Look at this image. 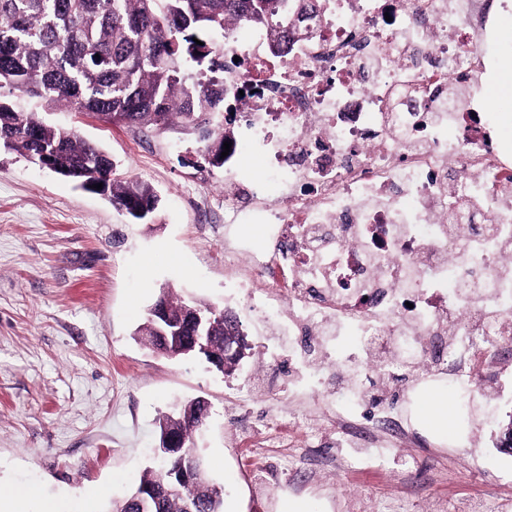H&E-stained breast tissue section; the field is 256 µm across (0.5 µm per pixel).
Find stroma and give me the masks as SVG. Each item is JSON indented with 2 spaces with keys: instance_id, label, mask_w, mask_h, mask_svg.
<instances>
[{
  "instance_id": "obj_1",
  "label": "stroma",
  "mask_w": 512,
  "mask_h": 512,
  "mask_svg": "<svg viewBox=\"0 0 512 512\" xmlns=\"http://www.w3.org/2000/svg\"><path fill=\"white\" fill-rule=\"evenodd\" d=\"M512 0H493L483 55L482 95L512 49L503 31ZM15 104L50 124L75 128L111 155L117 173L151 184L155 223L136 224L107 196L0 149V486L30 490L15 512L45 500L99 491L95 512L155 464L157 422L174 403L205 397L212 416L195 437L210 475L224 485V512H512V454L497 445L512 420V357L483 369L492 393L476 391L462 435L448 443L416 429L410 406L420 379L445 371L399 369L374 381L364 362L350 371L361 394L395 404L405 440L382 436L360 449L331 441L330 417L352 416L349 393L314 397L287 385L288 339L269 336L224 278V171L196 164L193 137L141 135L66 108ZM231 309L251 351L227 376L196 356L167 358L133 333L163 288ZM251 377L256 399L234 408V388ZM355 430L366 424L352 416ZM319 434L303 439V423ZM287 440L264 459L248 452L268 421Z\"/></svg>"
}]
</instances>
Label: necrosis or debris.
Returning <instances> with one entry per match:
<instances>
[{
  "instance_id": "obj_1",
  "label": "necrosis or debris",
  "mask_w": 512,
  "mask_h": 512,
  "mask_svg": "<svg viewBox=\"0 0 512 512\" xmlns=\"http://www.w3.org/2000/svg\"><path fill=\"white\" fill-rule=\"evenodd\" d=\"M489 9L320 0L278 54L272 34L225 26L224 222L260 219L271 244L225 238L224 269L277 335L327 337L343 364L334 339L350 330L377 371L461 379L512 337V157L474 104ZM248 149L262 178L239 176Z\"/></svg>"
}]
</instances>
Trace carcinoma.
<instances>
[{"label": "carcinoma", "instance_id": "1", "mask_svg": "<svg viewBox=\"0 0 512 512\" xmlns=\"http://www.w3.org/2000/svg\"><path fill=\"white\" fill-rule=\"evenodd\" d=\"M317 0H0V89L38 100L48 109L67 107L133 132L179 128L197 135V153L210 167L224 166V18L258 30L306 34L293 13H309ZM201 44H196V41ZM199 71L195 79L185 70ZM0 148L69 177L86 189L102 183L112 205L142 224L157 208L154 189L115 176L110 157L72 127L55 126L35 112L0 100ZM135 339L153 349L151 313ZM215 349H249L229 310L212 325ZM193 400L158 419L186 448L202 428ZM179 461L158 452V465L112 501L108 512H223V489L190 481L180 495L144 499V487L161 488Z\"/></svg>", "mask_w": 512, "mask_h": 512}]
</instances>
